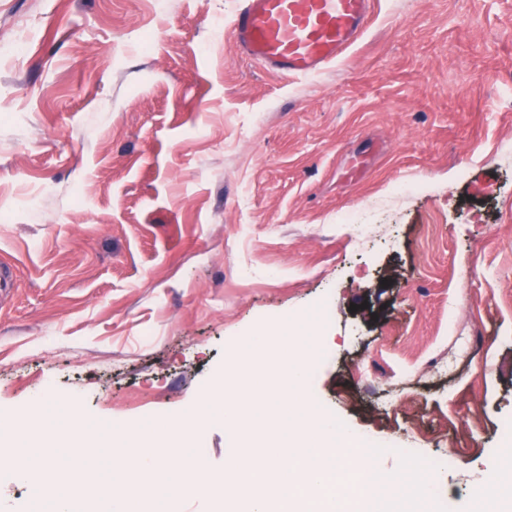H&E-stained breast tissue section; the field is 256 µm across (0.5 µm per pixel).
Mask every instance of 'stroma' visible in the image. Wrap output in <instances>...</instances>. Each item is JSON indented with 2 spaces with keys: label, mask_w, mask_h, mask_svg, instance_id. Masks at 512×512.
I'll return each mask as SVG.
<instances>
[{
  "label": "stroma",
  "mask_w": 512,
  "mask_h": 512,
  "mask_svg": "<svg viewBox=\"0 0 512 512\" xmlns=\"http://www.w3.org/2000/svg\"><path fill=\"white\" fill-rule=\"evenodd\" d=\"M238 0H0V415L207 417L259 325L320 304L315 414L432 464L471 512L512 420V0H376L306 78Z\"/></svg>",
  "instance_id": "1"
}]
</instances>
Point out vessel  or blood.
Returning <instances> with one entry per match:
<instances>
[{"instance_id": "vessel-or-blood-1", "label": "vessel or blood", "mask_w": 512, "mask_h": 512, "mask_svg": "<svg viewBox=\"0 0 512 512\" xmlns=\"http://www.w3.org/2000/svg\"><path fill=\"white\" fill-rule=\"evenodd\" d=\"M374 0H239L231 28L238 51L266 71L322 73L361 38Z\"/></svg>"}]
</instances>
